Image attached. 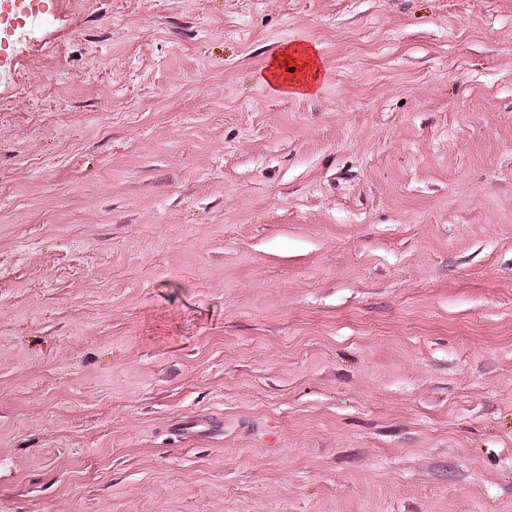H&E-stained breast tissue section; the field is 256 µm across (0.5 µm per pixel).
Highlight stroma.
Masks as SVG:
<instances>
[{
    "label": "stroma",
    "instance_id": "35a3bbf8",
    "mask_svg": "<svg viewBox=\"0 0 512 512\" xmlns=\"http://www.w3.org/2000/svg\"><path fill=\"white\" fill-rule=\"evenodd\" d=\"M1 43L0 512H512V0ZM316 50L315 47L285 48L269 62L265 78L271 86L282 88L286 95L312 91L320 75ZM288 73L291 74L289 78ZM282 75H285L284 79Z\"/></svg>",
    "mask_w": 512,
    "mask_h": 512
}]
</instances>
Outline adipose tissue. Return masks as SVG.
<instances>
[{
    "label": "adipose tissue",
    "mask_w": 512,
    "mask_h": 512,
    "mask_svg": "<svg viewBox=\"0 0 512 512\" xmlns=\"http://www.w3.org/2000/svg\"><path fill=\"white\" fill-rule=\"evenodd\" d=\"M320 75L318 56L308 47H288L275 55L267 66L271 86L291 95L312 91Z\"/></svg>",
    "instance_id": "1"
}]
</instances>
